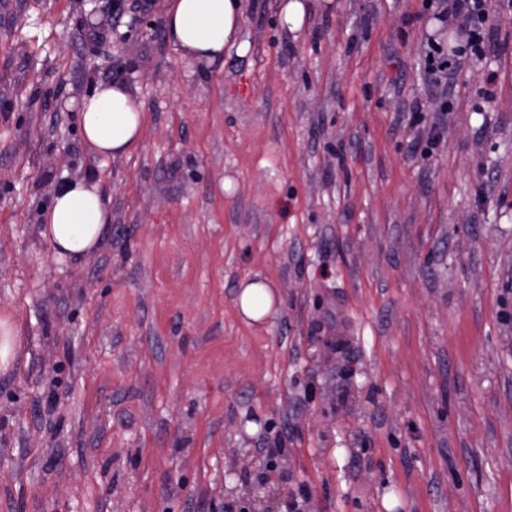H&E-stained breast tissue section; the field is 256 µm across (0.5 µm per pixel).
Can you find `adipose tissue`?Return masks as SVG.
Returning a JSON list of instances; mask_svg holds the SVG:
<instances>
[{
  "instance_id": "ef3b65f1",
  "label": "adipose tissue",
  "mask_w": 512,
  "mask_h": 512,
  "mask_svg": "<svg viewBox=\"0 0 512 512\" xmlns=\"http://www.w3.org/2000/svg\"><path fill=\"white\" fill-rule=\"evenodd\" d=\"M242 0H166L167 41L192 64L210 66L225 53L246 51L241 41ZM85 143L101 158L124 156L141 140L145 116L129 88L104 82L82 100L78 112ZM41 235L55 256L76 258L95 250L110 222L99 179L65 184L41 218Z\"/></svg>"
}]
</instances>
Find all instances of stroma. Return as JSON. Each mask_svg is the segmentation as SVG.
I'll return each mask as SVG.
<instances>
[{
    "mask_svg": "<svg viewBox=\"0 0 512 512\" xmlns=\"http://www.w3.org/2000/svg\"><path fill=\"white\" fill-rule=\"evenodd\" d=\"M285 2L197 68L164 0H0V512H512V15L444 85L428 0ZM114 80L145 125L104 160ZM88 177L111 221L62 262ZM78 121L85 143L99 157L110 159L137 147L145 116L124 83L104 82L82 99ZM41 222V235L58 258H76L95 250L110 222L101 181L89 178L65 184ZM237 301L249 317L259 319L268 314L273 304L271 292L265 285L251 282L239 291ZM14 329L9 318H0V365L5 367L11 363L15 355Z\"/></svg>",
    "mask_w": 512,
    "mask_h": 512,
    "instance_id": "35a3bbf8",
    "label": "stroma"
}]
</instances>
